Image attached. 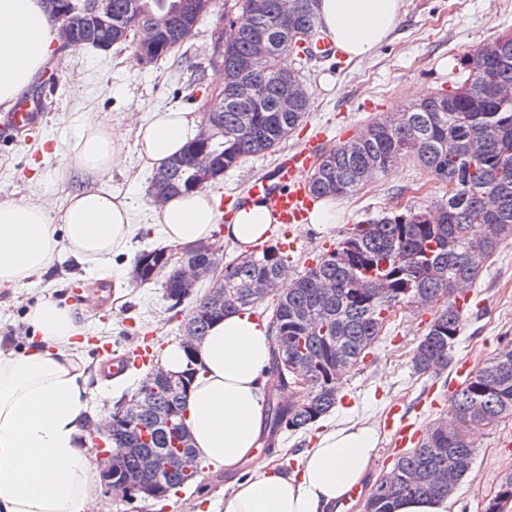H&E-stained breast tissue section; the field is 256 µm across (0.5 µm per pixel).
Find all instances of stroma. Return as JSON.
Returning a JSON list of instances; mask_svg holds the SVG:
<instances>
[{
  "instance_id": "obj_1",
  "label": "stroma",
  "mask_w": 512,
  "mask_h": 512,
  "mask_svg": "<svg viewBox=\"0 0 512 512\" xmlns=\"http://www.w3.org/2000/svg\"><path fill=\"white\" fill-rule=\"evenodd\" d=\"M223 16L224 4L217 0L187 43L148 65L137 60L127 43L107 50L55 43L22 98L35 113L31 129L18 134L0 127V202L47 198L59 203L69 193L94 187L126 196L131 205L136 226L131 247L114 255L109 265L90 269L62 252L40 278L16 288H0L1 351L28 346L32 334L28 313L37 304L52 300L75 314L83 327L75 352L90 388L101 398L100 406L90 411L94 417L111 412L147 372L142 366L113 380L104 378L102 348L122 354L138 337L146 336L160 362L171 346L179 344L182 332L167 310L161 284L141 287L131 279L138 254L165 244L149 192L151 167L141 162L129 143L124 167L92 181L66 170L67 152L87 121L126 131L148 121L157 110L202 114L219 88L222 67L213 59L212 46ZM510 32L512 0H403L390 39L367 60L291 59L289 67L298 71L311 100L307 118L275 152L248 157L223 178L208 183V191L226 202L241 200L256 180L266 177L284 154L299 145L312 142L320 150L330 149L387 113L451 89L468 56ZM425 181L421 170L402 161L363 189L332 198L336 223L328 231L307 224L288 231L278 227L268 243L281 248L291 272H301L332 250L353 224L399 204L425 207L445 196V188L438 186L428 193L420 191ZM466 303L463 329L450 353L451 367L424 375L415 372L411 355L433 311L414 304L399 309L387 334L342 379L329 420L378 426L396 405L418 427L437 419L461 383L455 362L465 360L479 367L503 337H512V240L484 263ZM322 429L318 423L305 433H281L274 447L258 448L254 461L243 464L242 473H249L258 461L276 465L286 475L295 473L302 451ZM474 445L472 473L451 497L456 512H482L502 479L512 473V421L481 429ZM232 482L226 473L204 471L193 486L161 503L150 498L127 503L103 493L98 500L101 512H223Z\"/></svg>"
}]
</instances>
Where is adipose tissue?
I'll use <instances>...</instances> for the list:
<instances>
[{"label":"adipose tissue","instance_id":"adipose-tissue-1","mask_svg":"<svg viewBox=\"0 0 512 512\" xmlns=\"http://www.w3.org/2000/svg\"><path fill=\"white\" fill-rule=\"evenodd\" d=\"M402 0H320L321 29L348 58H370L395 28ZM56 31L43 0H0V104L16 103L47 62ZM196 114L154 113L135 131V148L158 168L178 155L198 128ZM125 135L97 122L81 125L68 168L97 177L123 164ZM125 197L81 190L58 210L26 200L0 203V287L45 273L68 250L95 267L110 264L132 235ZM171 246L209 240L249 253L266 241L273 216L247 199L232 223L219 225L209 191L168 198L158 210ZM32 336L22 351L0 353V512H99L97 463L83 448V423L94 396L74 353L79 330L72 313L47 300L30 313ZM273 334L246 314L215 322L195 353L186 396L187 424L204 466L232 472L255 456L265 428L266 377ZM381 441L377 427L344 422L326 430L302 454L296 474L256 465L224 499V512H327L360 486Z\"/></svg>","mask_w":512,"mask_h":512}]
</instances>
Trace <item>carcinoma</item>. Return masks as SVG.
<instances>
[{
    "instance_id": "1",
    "label": "carcinoma",
    "mask_w": 512,
    "mask_h": 512,
    "mask_svg": "<svg viewBox=\"0 0 512 512\" xmlns=\"http://www.w3.org/2000/svg\"><path fill=\"white\" fill-rule=\"evenodd\" d=\"M231 0L224 20L243 25L239 38L224 48V105L216 113L208 152L221 158L223 170L245 158L273 151L294 132L310 109L303 96L295 109L278 105L279 80L292 75L279 66L285 52L309 56L308 47L289 40L292 30L314 34L319 0H293L288 22H281V0ZM180 0H110L112 28L137 25L154 14L171 16L166 42L185 43L191 31L177 20ZM110 28V29H112ZM108 28L83 37V46L111 39ZM270 44L262 69L250 78L253 96L234 88L236 63L251 55L256 39ZM467 77L451 91L415 101L402 111L370 123L360 134L323 153L309 178L316 200L353 193L377 174L410 158L429 179L455 185V191L425 209L403 207L355 224L333 250L291 279L284 292L277 285L289 268L288 259L273 247L224 263V297L187 294L167 266L169 250L142 252L135 262L141 285L164 277L168 310L182 314L183 334L200 341L212 323L229 313L255 314L274 297L271 329L272 360L266 377L277 379L268 392L269 441L283 431L299 432L336 405L341 379L373 347L386 314L410 303L436 308L434 318L412 351L420 374L448 367V354L461 333L460 298L475 283L480 265L506 239H512V98L494 90L512 88V40L495 51L477 49L465 65ZM199 147L190 141L164 166L168 196L196 190ZM304 373L312 391L300 396L292 372ZM182 386L144 377L134 396L141 416L128 429L118 426L112 447L125 449L114 482L143 485L160 478L167 489L192 485L201 470L192 434L186 425L185 400L194 372L183 370ZM512 420V340L469 373L452 395L448 411L434 420L414 447L401 453L392 469L375 483L363 512H392L404 496H451L472 469L471 433ZM155 460L152 472L140 458ZM512 499V473L487 502L484 512H502L501 499Z\"/></svg>"
}]
</instances>
